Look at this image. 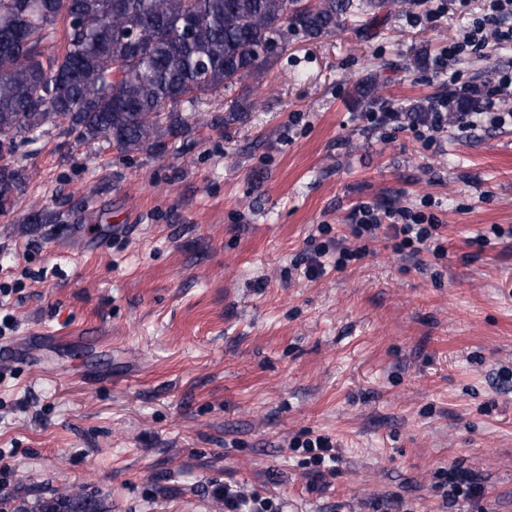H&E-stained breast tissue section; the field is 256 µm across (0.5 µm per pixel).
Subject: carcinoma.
I'll return each mask as SVG.
<instances>
[{"label":"carcinoma","instance_id":"cac0c4a2","mask_svg":"<svg viewBox=\"0 0 512 512\" xmlns=\"http://www.w3.org/2000/svg\"><path fill=\"white\" fill-rule=\"evenodd\" d=\"M363 0H0V159L15 139L35 144L51 127L83 144L105 140L157 157L187 133L182 106L232 88L270 64L256 50L288 36L332 34ZM61 40L59 52L45 45ZM378 78L354 89L379 102ZM470 96L448 112H470ZM26 174L0 164V212L25 191ZM77 491L38 502V512H99Z\"/></svg>","mask_w":512,"mask_h":512}]
</instances>
